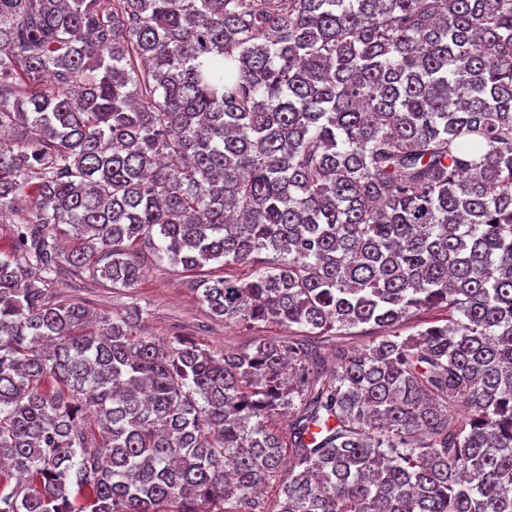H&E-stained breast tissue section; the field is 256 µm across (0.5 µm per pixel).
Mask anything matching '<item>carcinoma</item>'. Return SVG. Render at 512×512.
<instances>
[{
  "label": "carcinoma",
  "instance_id": "1",
  "mask_svg": "<svg viewBox=\"0 0 512 512\" xmlns=\"http://www.w3.org/2000/svg\"><path fill=\"white\" fill-rule=\"evenodd\" d=\"M9 215L0 512H512V0H0ZM143 241L298 335L49 296Z\"/></svg>",
  "mask_w": 512,
  "mask_h": 512
}]
</instances>
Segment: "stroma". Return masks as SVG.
<instances>
[{
	"label": "stroma",
	"instance_id": "1",
	"mask_svg": "<svg viewBox=\"0 0 512 512\" xmlns=\"http://www.w3.org/2000/svg\"><path fill=\"white\" fill-rule=\"evenodd\" d=\"M143 277L128 288H115L109 282L62 280L50 286L54 297L78 298L87 302L96 312L109 315L135 302L147 310L141 324L143 335L156 341L169 343L175 337L194 339L203 347L214 351L245 347L257 339H284L289 335L287 327L272 323H259L245 328L224 324L213 318L194 291L200 276L245 277V266H206L203 272L185 271L161 259L149 248H142Z\"/></svg>",
	"mask_w": 512,
	"mask_h": 512
}]
</instances>
